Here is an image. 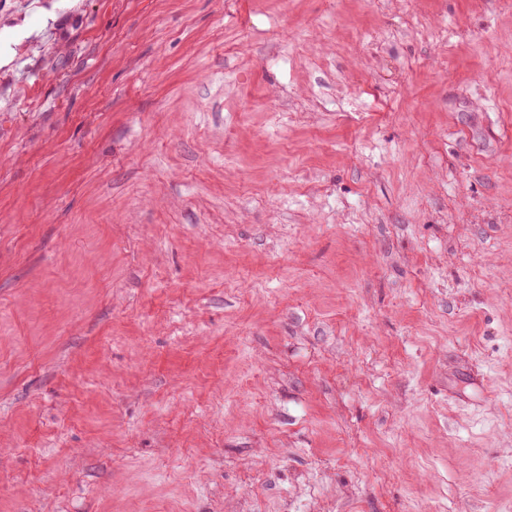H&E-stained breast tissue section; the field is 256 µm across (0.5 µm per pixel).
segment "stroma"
Returning a JSON list of instances; mask_svg holds the SVG:
<instances>
[{
  "label": "stroma",
  "instance_id": "1",
  "mask_svg": "<svg viewBox=\"0 0 512 512\" xmlns=\"http://www.w3.org/2000/svg\"><path fill=\"white\" fill-rule=\"evenodd\" d=\"M0 512H512V0H0Z\"/></svg>",
  "mask_w": 512,
  "mask_h": 512
}]
</instances>
